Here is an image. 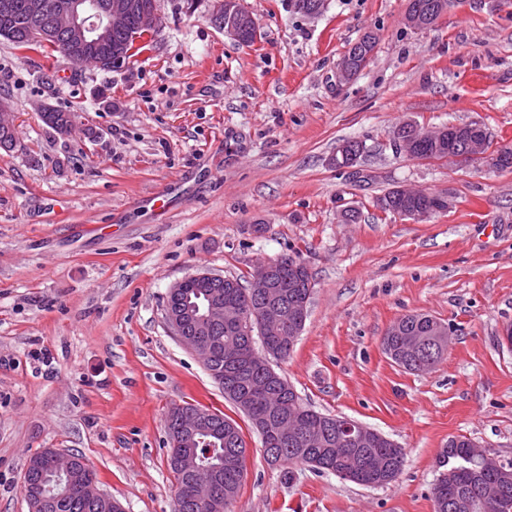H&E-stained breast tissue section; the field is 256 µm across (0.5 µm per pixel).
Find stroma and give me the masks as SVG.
<instances>
[{
    "instance_id": "obj_1",
    "label": "stroma",
    "mask_w": 512,
    "mask_h": 512,
    "mask_svg": "<svg viewBox=\"0 0 512 512\" xmlns=\"http://www.w3.org/2000/svg\"><path fill=\"white\" fill-rule=\"evenodd\" d=\"M244 4L250 46L225 36L214 0H160L153 49L112 72L0 38V100L17 132L0 149V512H29L21 478L47 448L81 453L125 512H173L164 420L187 402L242 428L233 512H434L454 437L512 463V169L412 159L392 139L408 120L477 121L493 147H512V0H457L422 30L406 25L407 0H327L316 19L290 0ZM367 29L370 63L338 81ZM47 109L77 113L79 127L59 136L39 118ZM346 139L366 146L363 182L330 163ZM396 186L453 204L420 223L383 213L376 201ZM288 255L307 263L313 292L274 367L315 410L403 448L389 485L268 465L166 322L174 282L245 279L257 259ZM415 313L452 332L425 372L382 347Z\"/></svg>"
}]
</instances>
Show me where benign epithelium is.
I'll use <instances>...</instances> for the list:
<instances>
[{
    "label": "benign epithelium",
    "mask_w": 512,
    "mask_h": 512,
    "mask_svg": "<svg viewBox=\"0 0 512 512\" xmlns=\"http://www.w3.org/2000/svg\"><path fill=\"white\" fill-rule=\"evenodd\" d=\"M214 16L223 19L224 34L239 43H245L247 35L258 36L256 20L251 12L244 9L241 0H215ZM34 12H50L53 15V27L41 29L33 34L34 39L51 44L55 40V31L67 33V42L59 48L60 56L75 63H83L93 58L96 65L110 66L116 70L123 66V55L115 52L100 53L112 36V29L124 26L128 22L132 5L128 0H109L104 8H99L94 0H71L63 9H57L48 0H32ZM448 5L440 4L439 10L433 15H422L421 12L406 14V22L415 29L430 27L447 11ZM161 27V10L157 0L139 5L138 28L144 33L155 36ZM377 206L382 212L413 222H420L435 214V210L425 206H409L403 210H395L391 199L381 197ZM286 267L296 276L306 281V287L313 288V281L308 266L292 256L280 257L276 260L265 259L256 263L247 284L246 302L224 305V293L215 288V283L224 279L220 274L201 272L189 275L176 282L168 291L167 297L175 299L178 304L165 306V319L173 336L181 345L191 351L204 367H210V359L220 350L221 343L213 337L216 327L246 326L250 335L247 343L234 350L233 359L247 367L266 362L251 336L258 335L262 343L288 340V345L296 342V336L305 325L308 313L309 296L302 295L288 303L283 299L282 283L279 269ZM288 328V335H283V328ZM270 389L269 380L256 378L250 380L244 390L242 401L249 405L264 398ZM288 416L280 419L261 417L256 421L262 436H271L279 443H286L302 435L313 441L315 445L326 443V437L317 431L300 424L288 430L285 421ZM213 426L211 412L198 408L189 411L179 410L176 413L174 433L182 445L191 443L196 435ZM384 436L358 421L347 419L340 426L337 440L344 448H370ZM79 495L86 501L102 505L105 512H122V508L112 501L98 485L96 477L86 472L77 484ZM190 495L201 512H223L224 500L220 498L217 487L207 491L198 488L190 489Z\"/></svg>",
    "instance_id": "1"
}]
</instances>
